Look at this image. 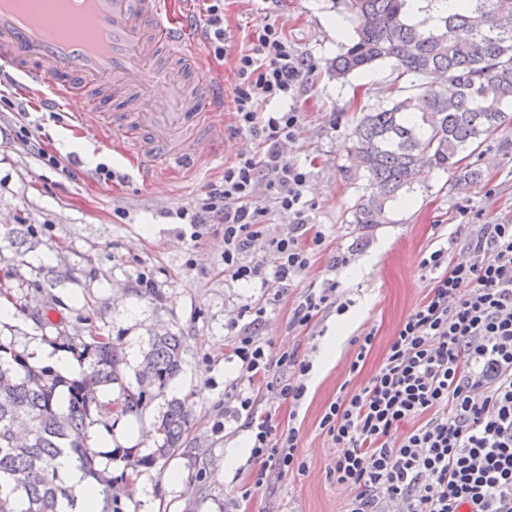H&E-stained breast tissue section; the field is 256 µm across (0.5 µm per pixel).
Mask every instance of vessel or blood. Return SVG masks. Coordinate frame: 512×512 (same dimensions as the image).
Segmentation results:
<instances>
[{"instance_id": "b4317fda", "label": "vessel or blood", "mask_w": 512, "mask_h": 512, "mask_svg": "<svg viewBox=\"0 0 512 512\" xmlns=\"http://www.w3.org/2000/svg\"><path fill=\"white\" fill-rule=\"evenodd\" d=\"M0 0V79L71 113L143 181L224 145V80L180 0ZM90 31L79 39L75 30Z\"/></svg>"}]
</instances>
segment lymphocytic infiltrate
Wrapping results in <instances>:
<instances>
[{
  "label": "lymphocytic infiltrate",
  "instance_id": "lymphocytic-infiltrate-1",
  "mask_svg": "<svg viewBox=\"0 0 512 512\" xmlns=\"http://www.w3.org/2000/svg\"><path fill=\"white\" fill-rule=\"evenodd\" d=\"M235 55L233 123L258 140L261 153H242L221 182L179 207L191 239L207 224L224 227V272L236 281H262V266L246 256L263 238L268 195L293 214L286 233L268 239L276 282L305 271L324 242L303 218L308 174L282 153L295 138V109L262 111V104L295 99L310 67L283 28L263 22ZM274 173L263 181V173ZM470 260L446 250L422 255L435 271L432 286L390 339L373 375L342 385L320 420L341 452L328 474L350 489L347 512H512V220L471 233ZM241 377L285 402L300 404L311 364L295 352L272 355L244 325L232 338ZM251 431L255 485L268 470L305 472L299 431L280 429L272 412H257L236 395Z\"/></svg>",
  "mask_w": 512,
  "mask_h": 512
}]
</instances>
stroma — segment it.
<instances>
[{"instance_id": "obj_1", "label": "stroma", "mask_w": 512, "mask_h": 512, "mask_svg": "<svg viewBox=\"0 0 512 512\" xmlns=\"http://www.w3.org/2000/svg\"><path fill=\"white\" fill-rule=\"evenodd\" d=\"M225 15L232 50L247 47L258 25L269 20L314 68L294 102L302 122L285 153L309 174L304 218L324 234L322 251L278 297L273 288L225 276L222 225L206 227L194 242L189 225L157 210L161 199L176 208L203 195L221 180L225 165L256 150L250 134L225 131L223 151L146 184L124 157L73 128L66 113L40 109L3 83L0 225L25 224L29 234L26 244L17 246L0 232V282L8 285L7 302L15 310L14 320L0 325V343L26 353L32 342L50 343L61 332L103 336L121 351L124 380L131 385L150 336L181 337L182 370L164 392L152 396L142 415L120 413L117 390L100 396L107 413L91 428V445L117 438L131 426L139 438L130 450L139 457L154 448L155 423L169 400H185L191 410L186 441L170 458L134 470L114 461V476L129 488L124 512H345L351 492L327 474L340 449L319 421L349 377L355 339L369 332L376 336L357 377L362 383L427 294L433 275L420 268L422 253L444 248L449 258L464 257L471 225L512 219V125L483 143L477 185L460 189L455 173L424 170L392 202L388 223L360 229L353 212L369 189L351 150L352 131L361 110L397 97L393 66L382 63L343 80L325 71V60L349 42L352 24L343 0H233ZM332 19L342 22L343 34L329 29ZM25 130L62 162L77 158L78 173L39 161L21 137ZM91 155L119 172V179L93 177ZM256 204L268 213L264 238L248 258L269 269L273 258L266 241L283 233L293 218L273 208L267 197ZM330 280L346 310L329 309L309 326L292 327L302 295ZM261 306L266 313L255 335L271 352L294 350L313 364L298 408L239 377L232 324ZM332 336L336 361L329 364L323 350ZM237 388L258 410H275L280 427L298 428V453L308 465L304 474L290 472L254 485L247 463L248 420L224 402Z\"/></svg>"}]
</instances>
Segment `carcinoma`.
Masks as SVG:
<instances>
[{
	"instance_id": "cac0c4a2",
	"label": "carcinoma",
	"mask_w": 512,
	"mask_h": 512,
	"mask_svg": "<svg viewBox=\"0 0 512 512\" xmlns=\"http://www.w3.org/2000/svg\"><path fill=\"white\" fill-rule=\"evenodd\" d=\"M345 2L353 35L326 69L343 79L387 61L410 78L406 96L360 113L353 128L354 151L369 182L354 223L369 229L387 223L388 203L425 167L460 171L458 185L481 177L472 165L460 167V155H474L485 137L512 124L505 111L512 104V0H456L455 11L428 31L411 22L407 0ZM53 343L86 361V371L70 379L0 343V512H75V487L55 465L63 454L81 472L86 492L101 497V512H123L117 478L98 466V452L88 443L99 393L117 384L121 410L142 413L149 392L164 391L181 372V339L150 337L134 388L123 382L122 352L108 339L60 334ZM190 423L185 402L169 401L156 424L157 446L139 465L174 455Z\"/></svg>"
}]
</instances>
